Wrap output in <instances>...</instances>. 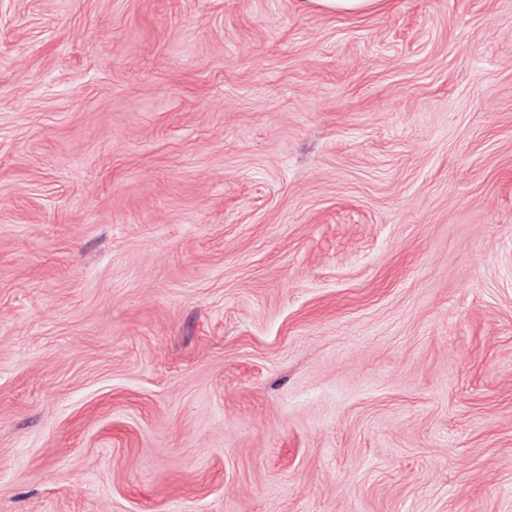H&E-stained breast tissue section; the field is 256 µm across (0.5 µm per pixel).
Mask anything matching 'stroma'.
<instances>
[{"label":"stroma","mask_w":512,"mask_h":512,"mask_svg":"<svg viewBox=\"0 0 512 512\" xmlns=\"http://www.w3.org/2000/svg\"><path fill=\"white\" fill-rule=\"evenodd\" d=\"M0 512H512V0H0ZM375 0H309L317 8L336 13H359L369 9Z\"/></svg>","instance_id":"1"}]
</instances>
